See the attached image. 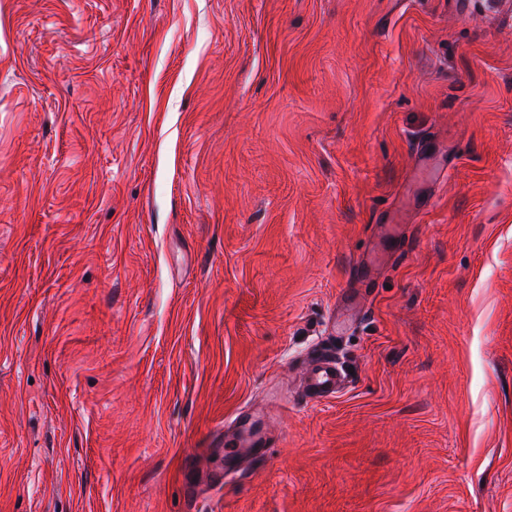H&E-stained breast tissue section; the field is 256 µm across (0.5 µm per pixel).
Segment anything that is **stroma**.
Here are the masks:
<instances>
[{
	"label": "stroma",
	"instance_id": "35a3bbf8",
	"mask_svg": "<svg viewBox=\"0 0 512 512\" xmlns=\"http://www.w3.org/2000/svg\"><path fill=\"white\" fill-rule=\"evenodd\" d=\"M329 341L210 512H512V0H0V512H187ZM367 309L368 304L359 291L341 297L336 303V311L332 317V335L341 336L365 314ZM348 377L330 350L313 349L299 372L298 390L307 402L334 399L347 388ZM252 417L248 414L245 422L237 428H224V456L247 458L264 453L273 446L272 436L254 429Z\"/></svg>",
	"mask_w": 512,
	"mask_h": 512
}]
</instances>
